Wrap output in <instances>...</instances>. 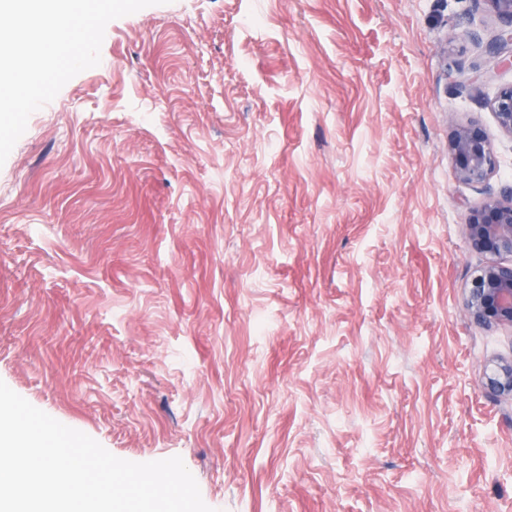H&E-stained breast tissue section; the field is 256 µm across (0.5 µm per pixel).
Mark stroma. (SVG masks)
Listing matches in <instances>:
<instances>
[{"instance_id":"1","label":"stroma","mask_w":512,"mask_h":512,"mask_svg":"<svg viewBox=\"0 0 512 512\" xmlns=\"http://www.w3.org/2000/svg\"><path fill=\"white\" fill-rule=\"evenodd\" d=\"M473 0H165L0 166V380L214 512H512V328L464 308L512 186ZM495 70L492 82L472 83ZM496 167L461 183L453 129ZM456 178L469 184H483L493 173L495 155L485 128L470 122L455 128L449 141ZM484 389L492 397L512 395V360L492 361L484 371Z\"/></svg>"}]
</instances>
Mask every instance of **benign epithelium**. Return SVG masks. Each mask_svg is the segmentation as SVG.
Here are the masks:
<instances>
[{
  "label": "benign epithelium",
  "instance_id": "benign-epithelium-1",
  "mask_svg": "<svg viewBox=\"0 0 512 512\" xmlns=\"http://www.w3.org/2000/svg\"><path fill=\"white\" fill-rule=\"evenodd\" d=\"M499 21L496 37L487 52L503 68L512 69V0H475ZM489 106L501 132L512 137V84L499 89ZM456 178L469 184H483L493 173L495 155L485 128L470 122L455 128L449 141ZM468 247L493 260L477 269L466 294L465 308L470 321L485 327L512 328V189L468 211ZM484 389L492 397L512 395V360L492 361L484 371Z\"/></svg>",
  "mask_w": 512,
  "mask_h": 512
}]
</instances>
